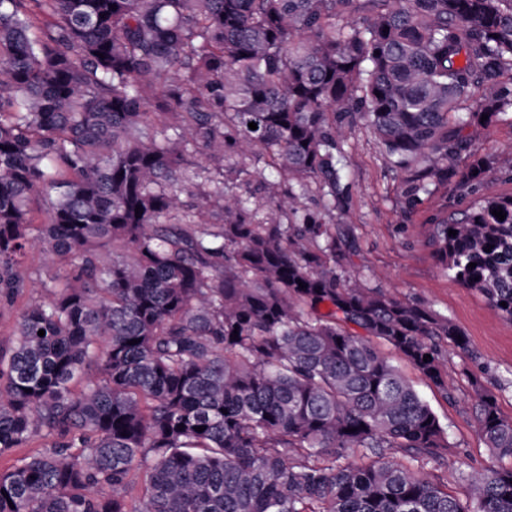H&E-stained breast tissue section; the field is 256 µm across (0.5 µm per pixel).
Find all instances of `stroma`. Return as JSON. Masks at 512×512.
Returning a JSON list of instances; mask_svg holds the SVG:
<instances>
[{
    "label": "stroma",
    "mask_w": 512,
    "mask_h": 512,
    "mask_svg": "<svg viewBox=\"0 0 512 512\" xmlns=\"http://www.w3.org/2000/svg\"><path fill=\"white\" fill-rule=\"evenodd\" d=\"M349 198L336 212V221L347 224L356 238L355 274L365 284L382 285L415 299L422 306L447 316L466 334L479 363L453 350L448 354V382L457 399L443 400L421 380L411 364L395 359L400 372L413 380L455 443L453 454L440 474L449 490L467 498L462 471L492 465L493 458L479 433L475 416L472 379L494 390L504 415L512 417V323L472 291L447 276L424 245L423 222L446 207L462 202L461 177L471 162L468 155L456 159L447 185L418 208L410 209L402 193L403 174L393 167L371 131L358 124L346 132Z\"/></svg>",
    "instance_id": "35a3bbf8"
}]
</instances>
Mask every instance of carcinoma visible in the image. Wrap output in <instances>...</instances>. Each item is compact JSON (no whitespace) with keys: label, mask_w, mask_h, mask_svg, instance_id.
Wrapping results in <instances>:
<instances>
[{"label":"carcinoma","mask_w":512,"mask_h":512,"mask_svg":"<svg viewBox=\"0 0 512 512\" xmlns=\"http://www.w3.org/2000/svg\"><path fill=\"white\" fill-rule=\"evenodd\" d=\"M510 113L512 0H0V316L41 290L0 338V455L43 444L0 471V512H512V465L462 472L465 502L426 471L447 430L380 350L453 402L468 337L353 282L334 223L345 129L411 207L469 155L425 244L512 322V193L467 133ZM246 161L283 188L236 191Z\"/></svg>","instance_id":"carcinoma-1"}]
</instances>
